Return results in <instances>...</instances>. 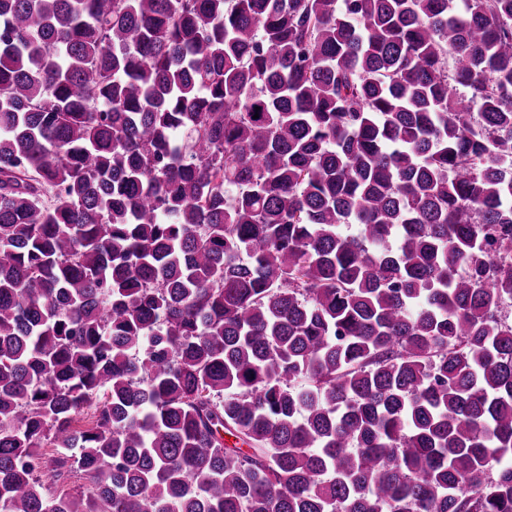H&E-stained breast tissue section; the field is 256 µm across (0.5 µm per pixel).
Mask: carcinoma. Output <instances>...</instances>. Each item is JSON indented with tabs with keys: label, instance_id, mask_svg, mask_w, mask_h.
Instances as JSON below:
<instances>
[{
	"label": "carcinoma",
	"instance_id": "cac0c4a2",
	"mask_svg": "<svg viewBox=\"0 0 512 512\" xmlns=\"http://www.w3.org/2000/svg\"><path fill=\"white\" fill-rule=\"evenodd\" d=\"M0 512H512V0H0Z\"/></svg>",
	"mask_w": 512,
	"mask_h": 512
}]
</instances>
